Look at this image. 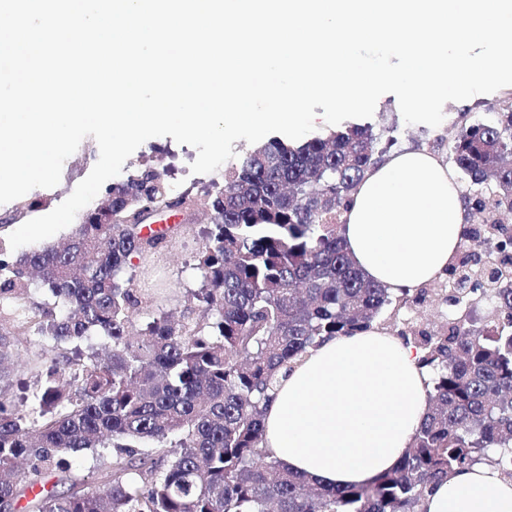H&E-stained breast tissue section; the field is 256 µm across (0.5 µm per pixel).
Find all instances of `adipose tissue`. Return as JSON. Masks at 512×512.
Returning a JSON list of instances; mask_svg holds the SVG:
<instances>
[{"mask_svg":"<svg viewBox=\"0 0 512 512\" xmlns=\"http://www.w3.org/2000/svg\"><path fill=\"white\" fill-rule=\"evenodd\" d=\"M462 191L425 150L369 170L343 214L345 248L392 293L445 275L464 224ZM414 345L372 327L309 349L283 372L263 413V446L288 471L329 487L367 485L393 468L428 409L429 374ZM425 512H512V482L494 468L458 472Z\"/></svg>","mask_w":512,"mask_h":512,"instance_id":"adipose-tissue-1","label":"adipose tissue"}]
</instances>
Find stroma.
<instances>
[{
  "label": "stroma",
  "instance_id": "obj_1",
  "mask_svg": "<svg viewBox=\"0 0 512 512\" xmlns=\"http://www.w3.org/2000/svg\"><path fill=\"white\" fill-rule=\"evenodd\" d=\"M507 91L483 94L468 104L448 102L444 120L436 127L424 124H406L394 106L391 95L379 98L375 112L368 123L375 131L391 132L395 150L428 149L440 157H448V147L462 122H481L493 119ZM99 157L94 138H85L76 152L64 163L61 180L53 188H36L21 198L0 205V222L9 221L11 228H19L28 220L51 212L85 179ZM197 157L194 147L180 144L172 137H154L145 141L128 159L129 164L166 169L168 181L178 191L189 194L195 203H202L204 193L212 183L222 182L223 170L195 174L190 170ZM208 219L203 212H195L180 232L164 247L145 256L133 257L127 270L133 283L143 294L147 312L165 310L180 315L186 311V292L198 287L199 272L194 269V257L203 245L201 231ZM442 322L437 302L427 301L402 310L400 315L384 311L378 321L388 334L400 329H434Z\"/></svg>",
  "mask_w": 512,
  "mask_h": 512
}]
</instances>
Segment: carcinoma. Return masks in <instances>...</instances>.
<instances>
[{
    "mask_svg": "<svg viewBox=\"0 0 512 512\" xmlns=\"http://www.w3.org/2000/svg\"><path fill=\"white\" fill-rule=\"evenodd\" d=\"M378 145L372 127L351 125L298 145L272 138L226 169L205 192L200 287L188 295L196 318L158 310L132 331L143 301L128 264L172 237L144 234L143 215L191 206L164 170L112 185L62 245L0 251V379L18 368L33 379L24 404L0 387V512L27 496V512H423L434 485L477 463L512 481V255L484 290L491 322L474 325L472 292L458 288L448 323L414 335L429 407L395 468L329 488L262 448L283 369L325 338L371 327L388 305L440 296L434 282L394 295L344 249L342 212L382 162ZM450 153L472 184L494 183L487 196L464 195L467 210L507 228L512 101L490 123L462 125ZM107 206L128 222L101 223ZM36 281L52 306L32 301ZM33 329L53 355L20 356ZM87 450L106 459L93 488L61 467Z\"/></svg>",
    "mask_w": 512,
    "mask_h": 512,
    "instance_id": "1",
    "label": "carcinoma"
}]
</instances>
